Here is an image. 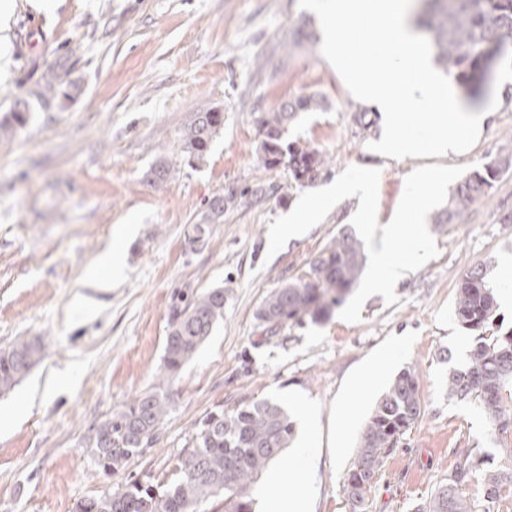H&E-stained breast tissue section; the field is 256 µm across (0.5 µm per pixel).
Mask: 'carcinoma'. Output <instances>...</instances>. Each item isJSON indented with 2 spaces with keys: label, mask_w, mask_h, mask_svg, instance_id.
Returning <instances> with one entry per match:
<instances>
[{
  "label": "carcinoma",
  "mask_w": 512,
  "mask_h": 512,
  "mask_svg": "<svg viewBox=\"0 0 512 512\" xmlns=\"http://www.w3.org/2000/svg\"><path fill=\"white\" fill-rule=\"evenodd\" d=\"M437 57L460 85L473 88L485 80L489 66L498 60L512 40V0H427ZM41 107L71 94L55 75L43 89L33 93ZM323 109L313 97L288 100L256 118L262 136L264 163L288 169L298 184L316 180L326 169L323 154L298 141L288 140V126L300 112ZM32 103L17 96L0 116V134L6 136L25 126ZM224 127L218 109L196 112L180 139V152L190 165L208 156L213 137ZM512 168V155L500 156L461 180L451 195L448 208L437 217L438 224H451L476 203L492 186L497 175ZM229 190L206 203V223L195 224L188 242L207 243L208 225L224 217L236 204ZM365 266L362 243L342 230L335 241L308 264L294 280L266 295L255 314L264 332L272 338L286 327L310 320L318 323L340 306L360 279ZM497 299L485 281L483 268L474 267L462 278L453 317L466 330L477 333L466 362L448 374V396L474 399L489 420L491 431L512 432V331L487 334L494 325ZM224 317V289L177 296L168 322L162 377L169 380L192 359ZM43 339L23 340L0 351V395L7 394L42 359ZM509 397H503V392ZM168 395L148 390L134 397L125 408L95 427L92 454L103 474L122 469L132 456L148 447L168 413ZM422 414L419 371L414 366L401 370L376 402L360 439L354 462L346 474L344 491L351 512H366V496L382 467L384 456L397 447L401 437L419 423ZM295 425L279 403L263 400L236 412L210 415L200 442L181 459L177 478L158 490L138 482L126 490L91 497L77 503L75 512H200L199 506L224 503V512H252V485L259 475L277 462L294 436ZM475 456L459 458L448 480L438 484L416 512H478L479 503L465 496L461 486L476 470ZM512 488V470L484 473L483 494L493 502Z\"/></svg>",
  "instance_id": "obj_1"
}]
</instances>
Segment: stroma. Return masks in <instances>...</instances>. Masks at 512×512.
<instances>
[{"label":"stroma","mask_w":512,"mask_h":512,"mask_svg":"<svg viewBox=\"0 0 512 512\" xmlns=\"http://www.w3.org/2000/svg\"><path fill=\"white\" fill-rule=\"evenodd\" d=\"M307 20V36L295 27ZM318 19L297 0H64L37 13L17 0L10 24L13 60L0 71V109L41 90L55 72L72 99L33 113L0 138V349L42 338L45 355L11 391L0 413L24 415L0 428V512H75L77 502L122 491L134 481L160 487L176 477L207 417L270 399L317 409L312 512H350L343 490L362 431L378 398L405 367L419 370L422 416L388 454L367 512H414L447 479L461 452L512 468V440L496 437L478 402L448 396L450 367L463 364L473 332L452 316L457 288L472 267L493 274L512 254V170L464 215L430 224L439 254L395 288L364 304L361 320L331 315L267 339L255 318L262 299L303 274L340 230L356 202L338 203L300 238L268 256V226L299 196L330 185L347 167L380 171L378 213L388 222L415 168H482L512 153V83L466 98L498 109L467 153L405 159L370 150L381 126L362 129L356 101L323 58ZM315 96L325 108L300 113L288 137L320 151L328 166L314 183L265 165L256 116ZM224 114L203 164L179 150L193 113ZM165 160L164 183L149 171ZM264 187L211 225L206 245L187 241L205 204L228 190ZM132 225L122 242L125 273L111 288L86 286L84 271ZM223 289L224 318L176 378L159 384L169 314L182 292ZM376 380L351 389L367 361ZM163 386L169 412L152 445L105 476L89 445L94 428L124 404Z\"/></svg>","instance_id":"stroma-1"}]
</instances>
